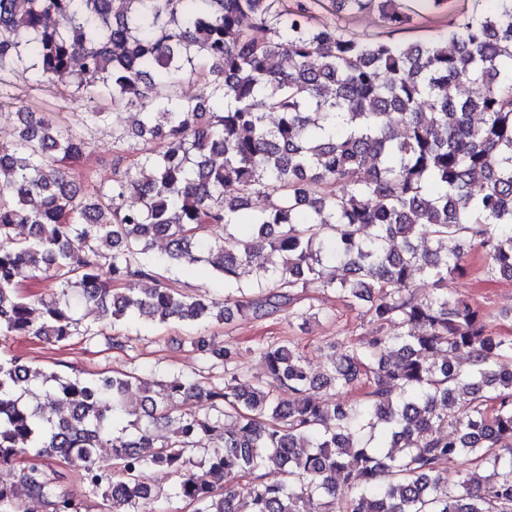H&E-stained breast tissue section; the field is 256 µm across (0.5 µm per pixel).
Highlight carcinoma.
Wrapping results in <instances>:
<instances>
[{
    "label": "carcinoma",
    "instance_id": "cac0c4a2",
    "mask_svg": "<svg viewBox=\"0 0 512 512\" xmlns=\"http://www.w3.org/2000/svg\"><path fill=\"white\" fill-rule=\"evenodd\" d=\"M280 2L0 0V71L95 89L134 111L145 144L129 163L116 155L111 185L81 195L73 166L87 142L22 113L18 140L0 144V337H90L74 316L83 302L113 321L257 319L311 287L393 330L341 343L319 378L297 342L259 346L266 380L248 387L237 347L204 336L192 343L224 366L221 387L47 374L15 355L0 362V467L16 472L0 482V512H21L24 495L44 512H83L63 474L36 464L72 457L102 512H154L156 468L193 512H512V336L443 288L467 263L444 246L453 240H479L489 276L512 280V0L416 43L315 27L304 0L284 22ZM336 5L375 9L393 32L410 23L400 0ZM187 78L201 95L178 92ZM254 196L264 206L249 214ZM419 235L436 247L418 249ZM160 237L165 263L205 262L234 292L212 301L165 281L147 259ZM264 250L274 269L242 284ZM50 275L58 292L20 294ZM131 280L150 286L114 287ZM263 287L273 292L253 295ZM461 351L468 370L453 363ZM34 378L67 417L29 400ZM356 386L361 400H331ZM199 401L215 415L192 412ZM158 420L173 436L155 434ZM451 457L476 469L450 485ZM271 467L281 479L265 480ZM239 478L252 484L244 506Z\"/></svg>",
    "mask_w": 512,
    "mask_h": 512
}]
</instances>
